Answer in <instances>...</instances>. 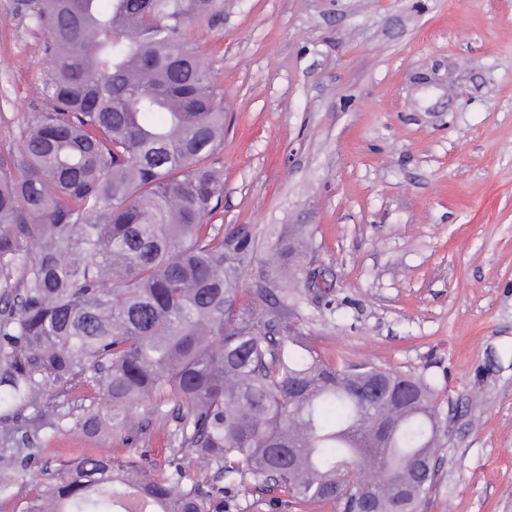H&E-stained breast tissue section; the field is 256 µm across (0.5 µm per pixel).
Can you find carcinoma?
<instances>
[{
    "instance_id": "carcinoma-1",
    "label": "carcinoma",
    "mask_w": 512,
    "mask_h": 512,
    "mask_svg": "<svg viewBox=\"0 0 512 512\" xmlns=\"http://www.w3.org/2000/svg\"><path fill=\"white\" fill-rule=\"evenodd\" d=\"M46 30L39 112L0 168V423L112 432L166 407L163 460L82 455L29 482L39 449L0 451L13 512H253L279 492L340 512H418L438 461L433 384L306 343L290 289L306 227L270 242L207 223L224 193L218 87L190 42L213 0H25ZM89 404L61 413L74 382ZM374 381L413 397L366 398ZM188 453L211 477L197 480Z\"/></svg>"
}]
</instances>
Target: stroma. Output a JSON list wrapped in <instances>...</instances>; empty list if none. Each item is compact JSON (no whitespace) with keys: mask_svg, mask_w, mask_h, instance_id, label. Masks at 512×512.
I'll return each mask as SVG.
<instances>
[{"mask_svg":"<svg viewBox=\"0 0 512 512\" xmlns=\"http://www.w3.org/2000/svg\"><path fill=\"white\" fill-rule=\"evenodd\" d=\"M0 0V161L46 108L48 35ZM221 89L224 195L213 224L249 232V288L276 229L309 230L295 282L318 351L421 375L438 389L440 465L422 512H512V0H216L192 23ZM0 424L37 468L122 456L121 438Z\"/></svg>","mask_w":512,"mask_h":512,"instance_id":"obj_1","label":"stroma"}]
</instances>
